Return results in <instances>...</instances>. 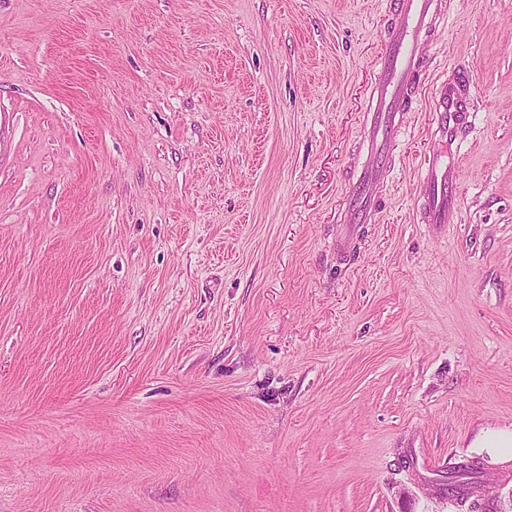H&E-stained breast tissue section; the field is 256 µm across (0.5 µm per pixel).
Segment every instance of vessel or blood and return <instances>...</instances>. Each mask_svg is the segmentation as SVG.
I'll list each match as a JSON object with an SVG mask.
<instances>
[{
	"label": "vessel or blood",
	"mask_w": 512,
	"mask_h": 512,
	"mask_svg": "<svg viewBox=\"0 0 512 512\" xmlns=\"http://www.w3.org/2000/svg\"><path fill=\"white\" fill-rule=\"evenodd\" d=\"M445 5V0H390L383 50L375 64L364 110L361 140L367 160L349 190L346 224H370L376 219L378 193L388 179L392 148L403 132L405 114L424 67L420 46L440 25ZM473 110L469 83L439 82L433 98V137L440 150L426 156L421 164L417 223L444 225L455 221L459 209L457 170L444 160L441 150L469 129Z\"/></svg>",
	"instance_id": "vessel-or-blood-1"
}]
</instances>
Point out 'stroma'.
<instances>
[{
    "instance_id": "obj_1",
    "label": "stroma",
    "mask_w": 512,
    "mask_h": 512,
    "mask_svg": "<svg viewBox=\"0 0 512 512\" xmlns=\"http://www.w3.org/2000/svg\"><path fill=\"white\" fill-rule=\"evenodd\" d=\"M446 4L351 230L386 0H0V512H512V0ZM474 98L469 83L464 80L448 82V78L436 86L433 98V137L438 146H452L471 126ZM444 153L426 156L421 163L416 221L419 224L455 223L459 209L457 169L446 162ZM477 466L473 464H462L448 470V498L457 501L464 506L470 501V511H489L490 505L481 506L486 503L484 498L479 496V482L477 480ZM490 512V511H489Z\"/></svg>"
}]
</instances>
